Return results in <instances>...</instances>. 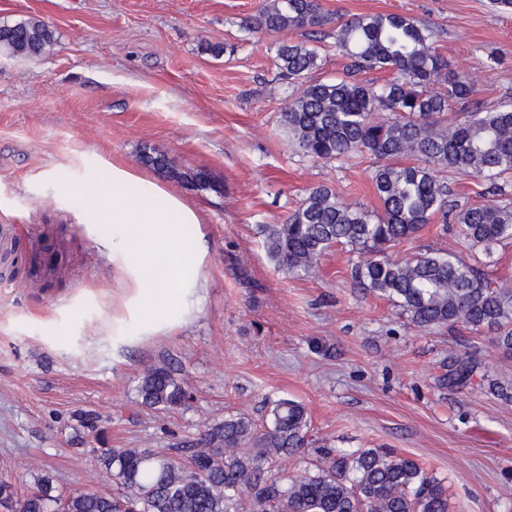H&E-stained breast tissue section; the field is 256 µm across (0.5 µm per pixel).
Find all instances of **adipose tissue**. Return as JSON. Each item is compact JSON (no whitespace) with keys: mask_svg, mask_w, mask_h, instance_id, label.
<instances>
[{"mask_svg":"<svg viewBox=\"0 0 512 512\" xmlns=\"http://www.w3.org/2000/svg\"><path fill=\"white\" fill-rule=\"evenodd\" d=\"M83 221L112 222V251L128 262L138 288L131 302L135 335L155 336L186 322L206 253L183 227L196 212L157 182L116 165L109 178L91 174L83 189Z\"/></svg>","mask_w":512,"mask_h":512,"instance_id":"obj_1","label":"adipose tissue"}]
</instances>
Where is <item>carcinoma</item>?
Masks as SVG:
<instances>
[{"label": "carcinoma", "mask_w": 512, "mask_h": 512, "mask_svg": "<svg viewBox=\"0 0 512 512\" xmlns=\"http://www.w3.org/2000/svg\"><path fill=\"white\" fill-rule=\"evenodd\" d=\"M319 0H269L257 28L322 27ZM433 33L398 13L364 15L339 25L336 47L350 60L344 76L304 86L280 114V125L303 154L345 161L372 156V183L381 212L345 206L325 186L307 197L283 224L262 226L278 268L309 273L321 256L347 246L360 260L351 276L392 301L421 329L461 324L496 332L497 347L512 356V287L491 281L450 252L426 248L405 258L389 250L415 238L432 218L461 225L465 243L486 257L512 240V205L460 206L439 173L448 169L495 185L512 174V105L498 104L447 119L455 104L476 92L469 78L449 69L432 46ZM53 31L42 21L0 26V49L12 56L40 55ZM319 53L303 43H281L282 73L301 78L318 67ZM389 70L377 86L357 74ZM141 162L167 177L202 185L198 172L182 171L153 150ZM141 403L170 412L187 405L188 388L168 366L149 367L137 386ZM271 426L259 430L244 416L208 423L188 448L175 453L137 448H94V458L116 492L76 490L52 494L49 478L37 492L14 499L0 483V505L11 512H450L448 488L415 461L374 449L353 453L313 448L306 408L282 399L270 410ZM317 458L311 466L272 475L281 457Z\"/></svg>", "instance_id": "obj_1"}]
</instances>
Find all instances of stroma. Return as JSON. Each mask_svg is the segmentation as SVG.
<instances>
[{"instance_id":"35a3bbf8","label":"stroma","mask_w":512,"mask_h":512,"mask_svg":"<svg viewBox=\"0 0 512 512\" xmlns=\"http://www.w3.org/2000/svg\"><path fill=\"white\" fill-rule=\"evenodd\" d=\"M268 0H0V25L36 19L55 42L39 56L0 52V225L19 236L0 261V481L17 495L48 475L57 493L108 492L89 450L169 451L206 423L245 415L270 426L275 401L302 403L309 436L342 452L411 458L448 488L454 512H512V357L494 334L462 325L422 330L387 298L358 288L338 246L309 274L279 269L258 228L284 223L313 187L379 210L370 157L304 155L279 115L304 83L342 77L339 24L400 13L427 25L451 68L475 85V105L512 103V9L493 0H320L315 30L256 29ZM316 47L304 79L275 66L281 42ZM223 45L213 55L212 45ZM207 171L210 188L144 165V149ZM120 164L160 181L195 208L207 247L202 291L186 323L119 345L131 331L135 281L112 259V226L84 224L74 196L91 170ZM463 206L512 203V179L445 171ZM474 263L459 225L433 221L393 248L426 247ZM470 357V381L443 365ZM172 364L188 407L140 405L151 365Z\"/></svg>"}]
</instances>
